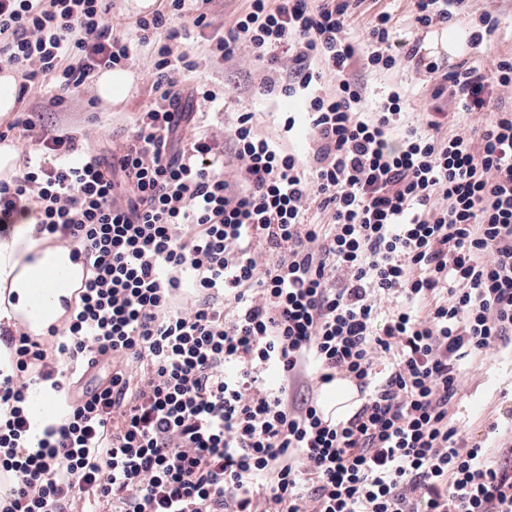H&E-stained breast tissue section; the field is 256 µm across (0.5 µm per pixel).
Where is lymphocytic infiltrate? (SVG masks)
<instances>
[{"label":"lymphocytic infiltrate","mask_w":512,"mask_h":512,"mask_svg":"<svg viewBox=\"0 0 512 512\" xmlns=\"http://www.w3.org/2000/svg\"><path fill=\"white\" fill-rule=\"evenodd\" d=\"M185 2L136 18L129 39L112 0H0V65L19 96L43 87L60 108L132 42L155 57V97L119 152L46 129L38 143L60 164L27 157L0 182V226L33 212L36 237L87 267L48 330L54 355L0 328L16 369L0 380V512H512V440L469 443L449 414L463 361L512 343V106L495 94L512 88V55L426 63L433 99L485 120L419 130L396 90L362 115L344 36L358 0H247L210 54L249 48L269 72L259 94L303 97L312 138L304 156L279 152L239 113L230 181L223 146L186 134L219 93L175 78L201 66L188 28L209 25L210 0ZM391 20L369 24L368 68L419 54ZM312 364L320 384L360 392L346 420L292 401ZM103 366L73 397L76 371ZM44 385L60 418L38 434L30 390Z\"/></svg>","instance_id":"lymphocytic-infiltrate-1"}]
</instances>
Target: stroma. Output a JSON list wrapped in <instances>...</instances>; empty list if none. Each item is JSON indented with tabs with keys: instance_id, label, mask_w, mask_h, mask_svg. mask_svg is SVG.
I'll list each match as a JSON object with an SVG mask.
<instances>
[{
	"instance_id": "35a3bbf8",
	"label": "stroma",
	"mask_w": 512,
	"mask_h": 512,
	"mask_svg": "<svg viewBox=\"0 0 512 512\" xmlns=\"http://www.w3.org/2000/svg\"><path fill=\"white\" fill-rule=\"evenodd\" d=\"M470 5L469 16L424 29L414 21L411 0H363L344 36L357 47L359 55H366V27L377 12L385 10L392 16L396 41L421 42L424 59L438 62L441 68L447 70L451 67L448 59L449 31L468 34L472 17L489 11L500 19L498 31L486 53L468 48L463 52L464 57L470 58L474 64L485 65L491 56L512 53V0H471ZM243 6V0H210L207 6L210 28L202 32L191 30L186 41L190 53L206 59L207 64L193 73L179 72L176 78L186 85L204 79L225 92L223 103L210 108L199 128L201 134L221 141L227 139L238 112L248 110L253 114L254 128L258 134L275 140L284 151L303 153L309 130L300 117L303 110L301 98L272 100L256 95L255 89L265 71L248 50H241L230 61L208 57L209 36L223 32ZM152 64L150 48L133 46L126 66L136 72L137 79L122 107L108 109L100 105L89 106V99L96 96L95 85L90 82L82 94L68 101L63 109L48 107L38 93L26 97L19 109L36 129L80 130L86 144L94 152L118 147L131 135L137 112L151 99ZM349 75L366 86L368 100L372 103L388 90L403 92L410 104L409 119L412 122H424L426 112L432 109L431 92L436 79L425 70L417 69L415 63L405 61L390 70H372L358 63ZM289 112L297 113L298 119L294 129L287 133L283 130V121ZM453 420L464 435L474 441L484 440L492 445L512 435V352L506 350L490 355L483 361L464 365Z\"/></svg>"
}]
</instances>
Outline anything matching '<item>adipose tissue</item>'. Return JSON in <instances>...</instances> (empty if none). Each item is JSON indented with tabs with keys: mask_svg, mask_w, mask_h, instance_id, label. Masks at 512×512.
Instances as JSON below:
<instances>
[{
	"mask_svg": "<svg viewBox=\"0 0 512 512\" xmlns=\"http://www.w3.org/2000/svg\"><path fill=\"white\" fill-rule=\"evenodd\" d=\"M68 258V249L35 237L31 216L20 215L12 229L0 233V323L23 310L32 321L31 334L46 335L72 297L56 279Z\"/></svg>",
	"mask_w": 512,
	"mask_h": 512,
	"instance_id": "1",
	"label": "adipose tissue"
}]
</instances>
